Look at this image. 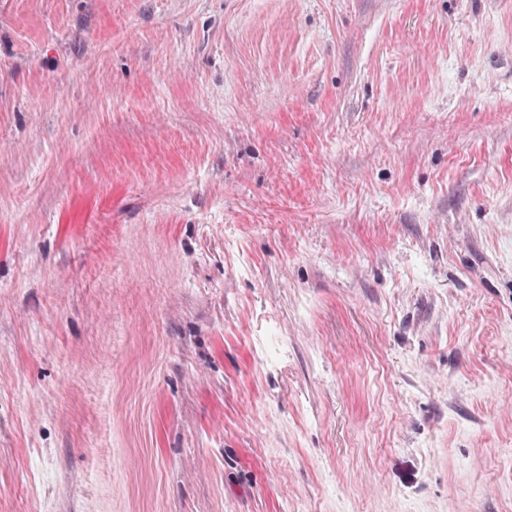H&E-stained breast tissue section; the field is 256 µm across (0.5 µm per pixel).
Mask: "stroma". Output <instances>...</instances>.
<instances>
[{
	"instance_id": "stroma-1",
	"label": "stroma",
	"mask_w": 512,
	"mask_h": 512,
	"mask_svg": "<svg viewBox=\"0 0 512 512\" xmlns=\"http://www.w3.org/2000/svg\"><path fill=\"white\" fill-rule=\"evenodd\" d=\"M0 512H512V0H0Z\"/></svg>"
}]
</instances>
